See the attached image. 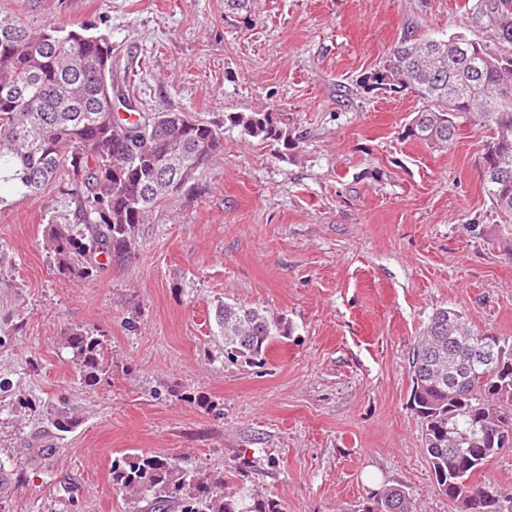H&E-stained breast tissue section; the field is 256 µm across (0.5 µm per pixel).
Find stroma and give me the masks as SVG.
Returning a JSON list of instances; mask_svg holds the SVG:
<instances>
[{
    "label": "stroma",
    "mask_w": 512,
    "mask_h": 512,
    "mask_svg": "<svg viewBox=\"0 0 512 512\" xmlns=\"http://www.w3.org/2000/svg\"><path fill=\"white\" fill-rule=\"evenodd\" d=\"M476 0H0V16L92 20L150 112H188L223 142L138 225L128 256L58 272L61 186L0 185V512H128L112 463L159 455L241 475L285 512H359L404 487L452 512L422 451L409 356L432 313L512 338V252L485 192L486 137H408L422 103L365 77L408 32L489 41ZM282 113L296 147L245 137L235 112ZM223 302L284 319L264 364L233 361ZM103 342L81 383L66 337Z\"/></svg>",
    "instance_id": "stroma-1"
}]
</instances>
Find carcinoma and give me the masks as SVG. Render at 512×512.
I'll return each mask as SVG.
<instances>
[{
  "label": "carcinoma",
  "mask_w": 512,
  "mask_h": 512,
  "mask_svg": "<svg viewBox=\"0 0 512 512\" xmlns=\"http://www.w3.org/2000/svg\"><path fill=\"white\" fill-rule=\"evenodd\" d=\"M254 0H224L249 20ZM493 40L501 48L467 41L466 52L448 54L442 40L404 35L377 68L368 85L411 92L422 100L409 136L435 146L452 144L459 119L487 134L484 183L501 216L503 246L512 248V0H482ZM13 33L0 32V182L27 193L66 185L75 204L74 220L90 236L66 224L52 225L49 246L62 274L85 272L100 251L125 255L135 247V226L161 202L173 198L219 147L214 124L185 112H143L136 101L120 100L127 115L109 113L114 69L112 42L78 29L31 28L11 20ZM234 126L261 141L293 142L279 112H235ZM216 326L224 352L236 359L262 357L271 340L285 332L282 320L254 306L224 303ZM481 342L494 352L491 369L472 374L455 388L448 366L464 361V349L450 338ZM80 380L94 383L104 370L102 342L76 329L66 338ZM412 410L421 424L423 452L437 489L452 512H477L479 498L497 496L475 479L490 459L512 449V342L466 325L450 308L432 315L413 348ZM112 486L127 495L130 512H284L272 498L243 484L228 487L224 476L200 477L159 455L130 454L112 462ZM360 512H415L400 487L380 491Z\"/></svg>",
  "instance_id": "carcinoma-1"
}]
</instances>
